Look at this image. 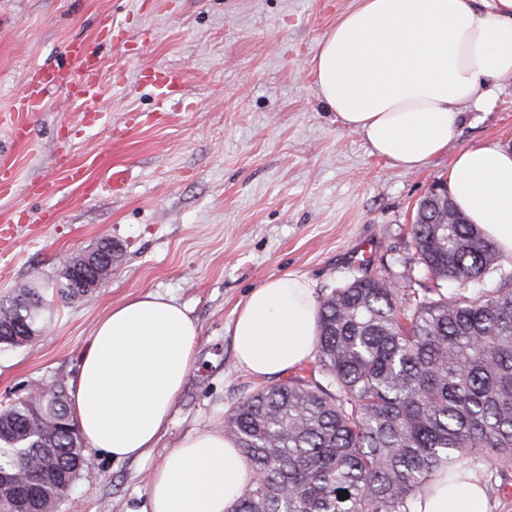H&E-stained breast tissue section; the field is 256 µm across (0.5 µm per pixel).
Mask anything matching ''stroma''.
Wrapping results in <instances>:
<instances>
[{"label": "stroma", "instance_id": "1", "mask_svg": "<svg viewBox=\"0 0 512 512\" xmlns=\"http://www.w3.org/2000/svg\"><path fill=\"white\" fill-rule=\"evenodd\" d=\"M355 0H0V166L15 187L0 195V225L17 207L30 220L0 258V298L35 282L51 295L64 259L103 239L123 257L98 291L56 303L45 331L0 353V404L57 375L75 378L97 321L112 306L154 292L184 305L200 327L196 361L170 424L142 460L97 455L57 512H142L153 467L195 430L223 429L225 414L264 383L237 363L232 321L248 293L284 274L307 278L314 298L360 275L397 281L414 267L409 228L418 202L448 182L475 143L512 145V89L491 111L465 113L445 152L407 172L371 155L319 99L310 61ZM101 48L97 125L84 104L50 93L19 144L7 109L33 69L65 66L66 48ZM181 74L180 104L161 121L112 137L137 113L162 111L144 68ZM83 167L64 180L59 148ZM124 169L120 190L108 177ZM55 179L46 200L30 185Z\"/></svg>", "mask_w": 512, "mask_h": 512}]
</instances>
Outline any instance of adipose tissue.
<instances>
[{
	"instance_id": "1",
	"label": "adipose tissue",
	"mask_w": 512,
	"mask_h": 512,
	"mask_svg": "<svg viewBox=\"0 0 512 512\" xmlns=\"http://www.w3.org/2000/svg\"><path fill=\"white\" fill-rule=\"evenodd\" d=\"M317 94L371 154L417 170L448 148L464 113L512 87V0H356L311 59ZM450 195L502 255L512 256V146L474 144L448 168ZM231 333L239 365L267 377L310 359L317 306L286 274L254 288ZM200 328L158 293L112 307L84 351L71 393L83 440L115 461L155 448L195 362ZM250 472L223 431H196L155 466L145 512H230ZM469 473L435 477L416 512H485Z\"/></svg>"
}]
</instances>
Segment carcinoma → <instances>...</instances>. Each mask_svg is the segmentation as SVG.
Returning <instances> with one entry per match:
<instances>
[{
	"label": "carcinoma",
	"mask_w": 512,
	"mask_h": 512,
	"mask_svg": "<svg viewBox=\"0 0 512 512\" xmlns=\"http://www.w3.org/2000/svg\"><path fill=\"white\" fill-rule=\"evenodd\" d=\"M410 234L424 276H361L320 301L314 370L263 386L224 415L250 480L231 512H415L439 472L512 471V271L445 192ZM101 271L122 249L101 244ZM62 302L91 292L61 276ZM52 301L24 283L0 300V349L42 332ZM0 408V485L55 512L86 471L67 382Z\"/></svg>",
	"instance_id": "1"
}]
</instances>
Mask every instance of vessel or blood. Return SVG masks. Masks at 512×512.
<instances>
[{"label":"vessel or blood","mask_w":512,"mask_h":512,"mask_svg":"<svg viewBox=\"0 0 512 512\" xmlns=\"http://www.w3.org/2000/svg\"><path fill=\"white\" fill-rule=\"evenodd\" d=\"M98 41L70 44L67 54L72 61L70 68L42 67L33 74V85L27 93L15 97L10 105V116L16 139L30 144L28 118L30 113L41 111L48 93L65 89L69 97L85 104L84 118L87 123L97 122L99 113L93 105L99 95L97 70ZM143 82L149 86L159 100L165 101L180 85L178 73L156 69L143 72Z\"/></svg>","instance_id":"vessel-or-blood-1"}]
</instances>
